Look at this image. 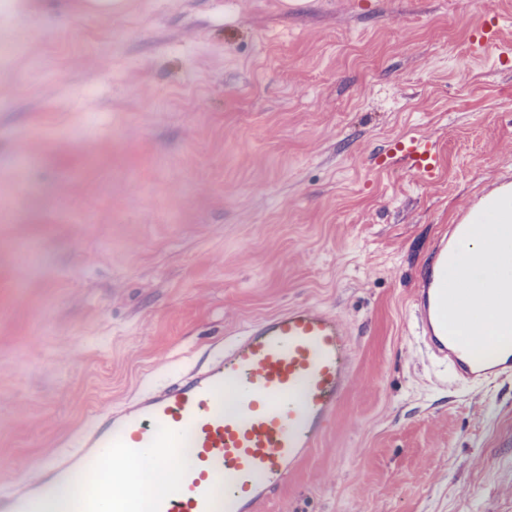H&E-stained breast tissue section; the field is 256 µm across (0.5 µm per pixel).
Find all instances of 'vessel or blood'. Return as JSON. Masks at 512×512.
I'll return each mask as SVG.
<instances>
[{"label":"vessel or blood","instance_id":"vessel-or-blood-1","mask_svg":"<svg viewBox=\"0 0 512 512\" xmlns=\"http://www.w3.org/2000/svg\"><path fill=\"white\" fill-rule=\"evenodd\" d=\"M385 164L433 180V140L395 141ZM469 214L443 226L419 271L411 305L425 354L469 383L512 376V341L494 357L475 353V335L455 318L477 304L512 311V288H478L498 260L495 241L461 276L467 297L448 295V261L469 232ZM352 378L346 322L313 303H295L253 320L166 381L91 413L64 450L45 456L33 477L0 490V512H261L317 448ZM147 461L167 480L148 495L117 494L131 461Z\"/></svg>","mask_w":512,"mask_h":512}]
</instances>
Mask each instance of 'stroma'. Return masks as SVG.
I'll return each instance as SVG.
<instances>
[{
    "label": "stroma",
    "instance_id": "35a3bbf8",
    "mask_svg": "<svg viewBox=\"0 0 512 512\" xmlns=\"http://www.w3.org/2000/svg\"><path fill=\"white\" fill-rule=\"evenodd\" d=\"M0 29V489L309 302L352 381L264 512H512V378L456 383L410 316L440 226L512 182V0H5ZM413 133L433 181L376 161Z\"/></svg>",
    "mask_w": 512,
    "mask_h": 512
}]
</instances>
